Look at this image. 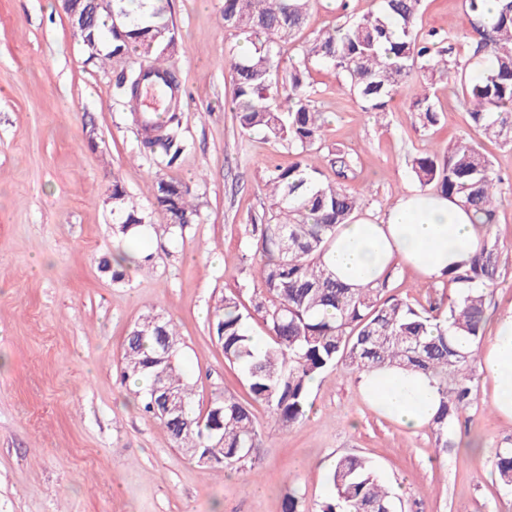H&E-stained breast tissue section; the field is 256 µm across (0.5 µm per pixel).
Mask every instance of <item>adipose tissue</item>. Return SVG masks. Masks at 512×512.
<instances>
[{
  "mask_svg": "<svg viewBox=\"0 0 512 512\" xmlns=\"http://www.w3.org/2000/svg\"><path fill=\"white\" fill-rule=\"evenodd\" d=\"M485 234L473 210L444 196L410 192L385 222L361 219L344 225L325 260L352 287L376 281L396 258L428 279L468 260ZM481 369L494 384L496 410L512 420V315L498 322ZM361 391L376 410L410 430L428 425L440 401L429 378L395 368L362 376Z\"/></svg>",
  "mask_w": 512,
  "mask_h": 512,
  "instance_id": "obj_1",
  "label": "adipose tissue"
}]
</instances>
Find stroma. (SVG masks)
<instances>
[{
	"label": "stroma",
	"mask_w": 512,
	"mask_h": 512,
	"mask_svg": "<svg viewBox=\"0 0 512 512\" xmlns=\"http://www.w3.org/2000/svg\"><path fill=\"white\" fill-rule=\"evenodd\" d=\"M223 0H171L177 43L171 57L183 87L188 148L169 177L189 183L201 221L169 236L151 208L156 165L140 151L129 108L112 94L114 70L86 64L60 0H0V512H320L336 458L370 459L395 492L397 512H512V488L493 463L512 447V421L493 407L494 389L469 366L473 403L435 452L430 428L409 431L375 411L357 375L323 372L310 407L284 429L264 404L253 406L262 446L256 467L224 471L198 465L174 447L140 405L142 388L122 376L124 342L148 313L172 320L180 360L200 406L224 392L245 396L241 374L224 361L212 332L224 294L250 303L260 283L249 228L267 223L269 168L295 159L261 134L241 131L228 58L249 44L224 28ZM377 0H313L300 43L376 10ZM464 0H423L422 31L448 35L464 22ZM314 99L328 115L318 165L326 181L364 190L362 217L383 222L397 200L420 185L410 168L418 152L444 155L451 141L475 136L460 89L434 79L444 116L415 127L410 84L387 112L364 111L334 71L311 67ZM120 178L149 222L132 240L112 221L107 188ZM500 277L486 307L483 345L512 313V195L497 210ZM152 264L112 278L103 263L120 250ZM391 294L428 305L458 293L405 264ZM479 440L484 456L468 445Z\"/></svg>",
	"instance_id": "35a3bbf8"
}]
</instances>
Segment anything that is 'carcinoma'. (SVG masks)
<instances>
[{
    "label": "carcinoma",
    "mask_w": 512,
    "mask_h": 512,
    "mask_svg": "<svg viewBox=\"0 0 512 512\" xmlns=\"http://www.w3.org/2000/svg\"><path fill=\"white\" fill-rule=\"evenodd\" d=\"M422 0H379V7L301 46L288 67L287 110L274 97L281 72L280 44L295 39L304 28L311 0H224V30L245 34L252 50L232 57L234 103L244 132L261 130L273 145L295 152V161L268 171L264 187L275 207L273 221L252 225L255 253L260 256L261 288L252 308L240 296L226 293L216 307L212 330L224 361L237 369L248 386L250 401L267 406L274 421L289 428L306 414L310 381L340 364L363 375L383 367L421 372L435 381L440 407L430 422L439 455L448 452V427L471 405L468 367L473 353L462 350V338L480 346L484 336L486 287L500 274L501 246L487 235L468 261L446 271L448 282L464 291L444 304L416 308L388 294L389 274L363 288L338 281L324 262L336 235L356 221L362 210L361 192L339 188L322 179L315 154L325 142L327 117L311 99L310 65L336 71L365 109L383 112L405 81L424 83L435 74L460 83L472 127L502 145H512V0H498L495 21L483 20L484 0H468L469 26L448 35L447 51L420 34L417 18ZM115 19L88 17L84 46L87 62L99 66L123 64L140 51L147 66L124 67L116 76L120 98L133 101L143 81L166 72L172 90L178 83L170 71L174 29L162 0H140L137 14L127 0H112ZM414 124L436 126L440 113L427 89L410 106ZM183 113L177 109L160 119H139L146 133L147 157L159 168L174 167L187 143ZM422 186L472 207L483 223L494 224L502 204V179L480 144L457 139L442 158L415 154L410 159ZM152 205L165 214L163 232L173 235L200 220L190 186L159 174L152 181ZM112 215L119 231L131 239L146 223L144 211L123 182L112 178ZM259 317L268 339L252 334L250 321ZM163 330L142 337L130 331L123 355V377H144L149 385L143 410L152 414L178 448L206 466L232 469L256 463L261 434L250 401L224 393L210 402V411L196 406L185 382L178 352L181 337L163 320ZM171 349L161 360L158 351ZM166 387L185 404L180 413L165 412L156 387ZM223 441V447L213 444ZM495 469L505 486H512V448H499ZM329 482L334 496L322 512H396L395 493L375 465L360 456L336 460Z\"/></svg>",
    "instance_id": "obj_1"
}]
</instances>
